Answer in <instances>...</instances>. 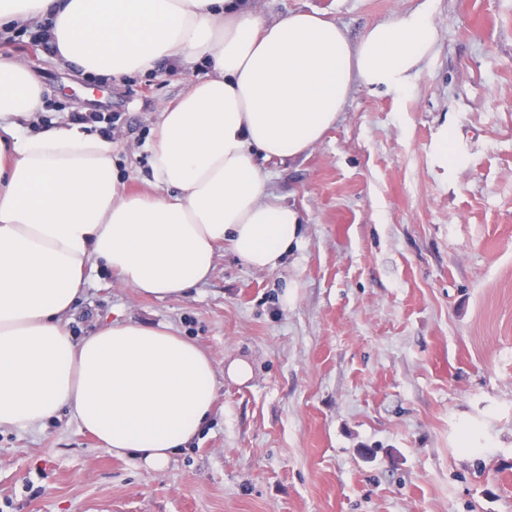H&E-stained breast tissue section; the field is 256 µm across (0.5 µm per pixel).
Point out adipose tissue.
Listing matches in <instances>:
<instances>
[{
  "label": "adipose tissue",
  "instance_id": "ef3b65f1",
  "mask_svg": "<svg viewBox=\"0 0 512 512\" xmlns=\"http://www.w3.org/2000/svg\"><path fill=\"white\" fill-rule=\"evenodd\" d=\"M25 26L87 73L210 67L160 111L154 193L129 195L111 140L72 121L39 126L41 86L22 59H0V428L66 408L106 450L161 469L211 411L213 363L166 325L112 322L74 341L65 320L85 268L102 262L159 299L209 278L222 244L276 269L302 221L268 193L261 161L311 151L355 85L403 89L435 30L423 10L353 42L317 14L267 22L237 0H0V33Z\"/></svg>",
  "mask_w": 512,
  "mask_h": 512
}]
</instances>
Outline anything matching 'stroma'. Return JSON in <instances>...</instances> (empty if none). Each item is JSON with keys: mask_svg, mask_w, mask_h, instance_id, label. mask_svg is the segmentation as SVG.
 I'll use <instances>...</instances> for the list:
<instances>
[{"mask_svg": "<svg viewBox=\"0 0 512 512\" xmlns=\"http://www.w3.org/2000/svg\"><path fill=\"white\" fill-rule=\"evenodd\" d=\"M351 40L427 10L434 50L403 92L355 86L310 152L270 161L298 248L257 272L219 249L186 297H143L91 263L67 329L165 323L219 373L199 434L161 470L62 410L0 428V512H512V0H252ZM32 30L0 57L43 87L42 123L121 113L113 170L150 190L156 116L198 61L122 78L61 65ZM253 367L244 384L224 364Z\"/></svg>", "mask_w": 512, "mask_h": 512, "instance_id": "35a3bbf8", "label": "stroma"}]
</instances>
